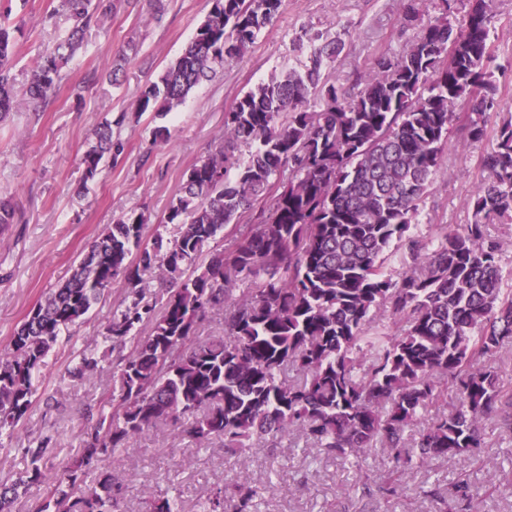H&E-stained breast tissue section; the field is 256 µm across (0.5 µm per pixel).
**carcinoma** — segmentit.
<instances>
[{
	"label": "carcinoma",
	"instance_id": "obj_1",
	"mask_svg": "<svg viewBox=\"0 0 512 512\" xmlns=\"http://www.w3.org/2000/svg\"><path fill=\"white\" fill-rule=\"evenodd\" d=\"M454 0L441 16L425 0H407L403 25L410 48L384 52L356 74V94L328 77L346 43L302 28L304 54L245 92L224 115V139L185 174L164 223L173 236L146 238L147 218L128 213L107 225L74 265L70 278L37 302L0 353V440L34 406L33 378L62 332L82 321L116 283L125 298L105 338L131 345L117 374L121 395L112 412L84 430L81 454L57 474L43 469L54 450L44 436L21 449L25 471L0 480V512H11L22 486L43 489L36 512H116L119 481L103 463L129 440L159 424L190 441H220L229 456L254 439L271 445L296 431L355 467L377 448L406 463L468 456L480 460L482 423L512 432V389L483 360L512 346V289L502 287V243L486 224L512 222V117L494 129L480 160L488 178L470 199L472 222L443 231L434 248L407 235L441 166L448 134L482 140L501 111L488 70L494 16L486 0H468L457 20ZM192 41L141 89L135 112L166 114L182 105L216 69L245 55L282 12L284 0H210ZM76 25L34 65L31 97L47 103L62 69L82 46L105 0H63ZM13 37L0 21V121L14 103ZM319 99L309 109L308 98ZM81 158L82 182L94 181L112 158V122L95 133ZM239 143L255 147L235 155ZM288 183L259 205L274 181ZM252 214L255 228L236 224ZM230 229L232 244L209 251ZM405 242L410 269L400 280L385 264ZM159 274L160 298L143 275ZM224 313V334L199 329ZM390 319L400 334L370 326ZM150 324L147 335L141 327ZM73 378L97 372L101 359L85 347ZM458 404L437 410L448 385ZM435 417L417 426L422 412ZM478 488L455 485L456 512H470ZM256 491L240 478L218 489L199 512H253Z\"/></svg>",
	"mask_w": 512,
	"mask_h": 512
}]
</instances>
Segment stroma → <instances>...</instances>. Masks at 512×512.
<instances>
[{"label": "stroma", "mask_w": 512, "mask_h": 512, "mask_svg": "<svg viewBox=\"0 0 512 512\" xmlns=\"http://www.w3.org/2000/svg\"><path fill=\"white\" fill-rule=\"evenodd\" d=\"M112 9L90 28L82 48L64 68L54 98L34 106L25 94L37 59L69 32L61 0H0L19 30L14 34V109L0 121V199L10 200L12 220L0 224V349L28 310L71 274L74 261L103 228L130 212L144 213L149 230L162 224L182 176L224 134V114L272 72L296 63L292 38L301 27L345 35L346 50L330 78L352 84L383 51L402 53L412 30L402 25L403 0H284L273 26L240 60L225 64L164 118L168 143H153L152 113L135 114L144 85L155 81L186 48L209 0H110ZM496 57L491 65L503 111L512 112V0H492ZM120 120L113 136L123 145L115 161L81 186L79 162L104 121ZM491 138L470 144L450 134L443 161L409 233L433 245L443 228L470 223L469 199L484 178L479 158ZM124 298L106 291L82 323L62 333L34 379L36 403L12 437L0 442V478L25 468L21 453L34 437L51 434L56 448L48 472L63 469L81 452L83 430L94 415L112 410V375L127 348L105 339V328ZM94 346L101 369L78 380L69 369L77 351ZM482 461L413 460L397 494L385 491L395 461L380 449L365 462L367 479L355 485L349 463L304 443L275 448L254 443L227 458L220 445L182 440L163 425L132 439L108 462L120 483L122 512H148L150 501L179 494L194 512L211 490L247 475L259 496L257 512H449L455 483L469 477L482 493L472 512H512V435L494 421L484 425ZM275 491H266V484Z\"/></svg>", "instance_id": "35a3bbf8"}]
</instances>
